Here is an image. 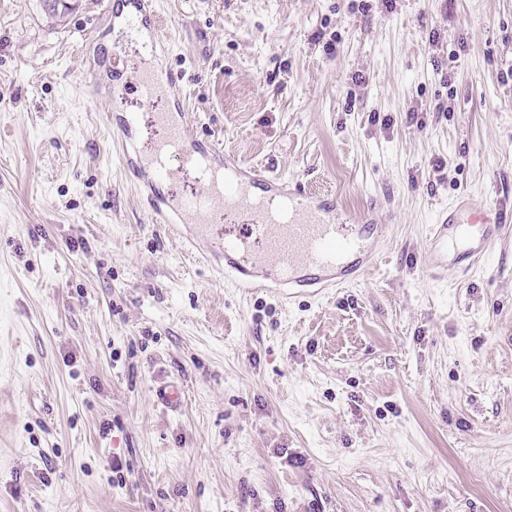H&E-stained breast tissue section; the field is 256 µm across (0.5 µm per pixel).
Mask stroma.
Returning <instances> with one entry per match:
<instances>
[{"instance_id": "obj_1", "label": "stroma", "mask_w": 512, "mask_h": 512, "mask_svg": "<svg viewBox=\"0 0 512 512\" xmlns=\"http://www.w3.org/2000/svg\"><path fill=\"white\" fill-rule=\"evenodd\" d=\"M107 2L0 0V512H512V239L429 274L458 201L512 219V0H155L197 136L388 227L290 302L143 204Z\"/></svg>"}]
</instances>
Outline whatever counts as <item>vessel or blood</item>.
<instances>
[{
	"label": "vessel or blood",
	"instance_id": "1",
	"mask_svg": "<svg viewBox=\"0 0 512 512\" xmlns=\"http://www.w3.org/2000/svg\"><path fill=\"white\" fill-rule=\"evenodd\" d=\"M123 2L127 26L148 30L153 43H160L161 24L151 7L153 0ZM180 86L181 77L174 70L148 71L137 81L136 93L149 106L162 99L177 105ZM113 109L121 114L113 130L129 174L169 186L168 195L149 198L151 212L165 224L175 217L193 225L189 245L223 266L234 287H254L258 274L269 292L288 300L304 295L309 286L320 291L336 287L386 235L382 224L337 221L334 197L313 198L301 186L244 167L212 140L195 136L188 124L170 122L167 109L151 115L160 136L149 147H138V115L125 113L118 95ZM506 227L498 209L478 210L458 202L433 227V273L452 263L471 268L485 258L489 245L503 236Z\"/></svg>",
	"mask_w": 512,
	"mask_h": 512
}]
</instances>
